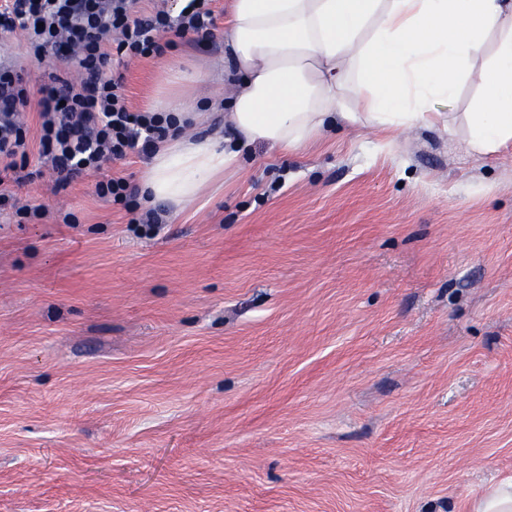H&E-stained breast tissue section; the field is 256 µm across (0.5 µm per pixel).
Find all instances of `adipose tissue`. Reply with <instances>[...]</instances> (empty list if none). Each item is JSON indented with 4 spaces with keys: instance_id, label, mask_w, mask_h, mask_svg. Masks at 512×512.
<instances>
[{
    "instance_id": "adipose-tissue-1",
    "label": "adipose tissue",
    "mask_w": 512,
    "mask_h": 512,
    "mask_svg": "<svg viewBox=\"0 0 512 512\" xmlns=\"http://www.w3.org/2000/svg\"><path fill=\"white\" fill-rule=\"evenodd\" d=\"M224 41L239 79L225 114L234 136L168 138L148 162L150 202L181 211L255 142L294 149L339 124L389 143L406 128H450L437 106L475 77L467 151L512 143V0H231Z\"/></svg>"
}]
</instances>
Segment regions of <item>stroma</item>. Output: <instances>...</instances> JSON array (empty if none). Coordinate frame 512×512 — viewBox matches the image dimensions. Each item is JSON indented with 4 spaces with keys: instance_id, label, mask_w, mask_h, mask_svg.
Listing matches in <instances>:
<instances>
[{
    "instance_id": "35a3bbf8",
    "label": "stroma",
    "mask_w": 512,
    "mask_h": 512,
    "mask_svg": "<svg viewBox=\"0 0 512 512\" xmlns=\"http://www.w3.org/2000/svg\"><path fill=\"white\" fill-rule=\"evenodd\" d=\"M228 4L125 62L132 109L178 72L223 99ZM0 49L34 88L68 68ZM147 163L0 185L44 212H0V512H471L512 478V147L256 142L154 237L94 192Z\"/></svg>"
}]
</instances>
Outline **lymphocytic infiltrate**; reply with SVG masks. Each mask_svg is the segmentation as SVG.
Instances as JSON below:
<instances>
[{
	"label": "lymphocytic infiltrate",
	"mask_w": 512,
	"mask_h": 512,
	"mask_svg": "<svg viewBox=\"0 0 512 512\" xmlns=\"http://www.w3.org/2000/svg\"><path fill=\"white\" fill-rule=\"evenodd\" d=\"M136 0H0V36L23 34L34 61L67 49L72 69L49 72L37 91H30L20 72L0 69V173L22 182V164L37 150L56 175L57 188L67 187L103 161L129 154L150 155L178 130L175 117L132 110L124 93V76L115 64L148 58L163 51L161 34L212 39L215 28L210 0H180L178 13L157 7L136 11ZM112 78H105V71ZM35 106L37 143H30L20 114ZM97 196L124 204L130 221L152 232L163 222L156 208L143 207L125 178L97 182Z\"/></svg>",
	"instance_id": "obj_1"
}]
</instances>
